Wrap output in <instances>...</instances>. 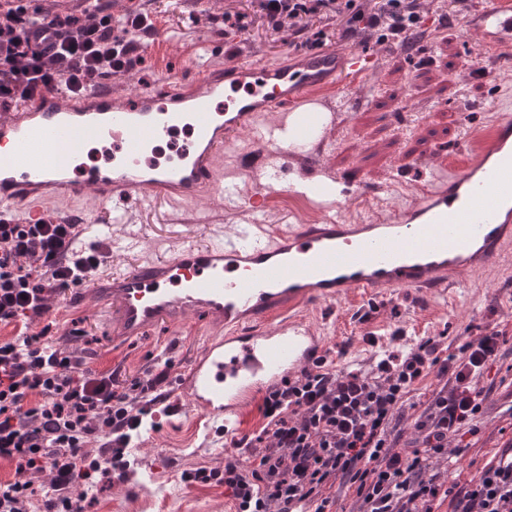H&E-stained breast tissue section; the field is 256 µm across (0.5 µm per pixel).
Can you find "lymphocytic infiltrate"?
Segmentation results:
<instances>
[{
	"instance_id": "lymphocytic-infiltrate-1",
	"label": "lymphocytic infiltrate",
	"mask_w": 512,
	"mask_h": 512,
	"mask_svg": "<svg viewBox=\"0 0 512 512\" xmlns=\"http://www.w3.org/2000/svg\"><path fill=\"white\" fill-rule=\"evenodd\" d=\"M423 0H259L273 30L295 37L306 17L332 16L345 34L397 37L420 23ZM25 0L0 6V106L66 85L84 89L103 74L130 72L136 40L152 20L143 9L115 17L106 9L51 19L61 31L51 48L33 49L28 24L38 23ZM76 227L54 221L0 223V459L13 480L0 481V512H85L94 491L134 464L130 445L160 402L174 366L153 363L120 382L90 368L77 350L34 324L49 303L84 284L96 254L71 258ZM427 338L402 355L386 354L369 371L337 369L319 358L286 387L268 390L258 435L232 438L234 454L220 469L185 472L186 480L223 485L236 512H336L335 485L352 491L359 512H512V439L465 483L433 472L435 459L463 455L460 440L478 434L486 399L484 377L501 356L498 332L467 339L442 358ZM436 374L442 387L416 418L414 438L399 421L417 384ZM247 458H240V451ZM49 474L47 485L32 479Z\"/></svg>"
}]
</instances>
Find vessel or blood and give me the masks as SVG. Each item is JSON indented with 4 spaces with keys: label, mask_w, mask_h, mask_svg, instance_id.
Listing matches in <instances>:
<instances>
[{
    "label": "vessel or blood",
    "mask_w": 512,
    "mask_h": 512,
    "mask_svg": "<svg viewBox=\"0 0 512 512\" xmlns=\"http://www.w3.org/2000/svg\"><path fill=\"white\" fill-rule=\"evenodd\" d=\"M481 46L512 54V10L487 0L469 20ZM375 56L334 45L305 54L299 65L249 61L204 66L191 84L170 86L165 99L145 90L116 94L93 86L80 93L46 90L0 113V219L24 212L26 222L53 208L78 222L74 201L100 205L162 199L175 205L229 193L237 170L223 164L224 149L241 133L258 145L247 168L300 152L323 153L336 115L330 94L344 75L370 76ZM192 141L163 168L142 162L144 151L181 125ZM94 138L120 158L108 172L72 178L64 142ZM482 144L475 160L449 167L431 147L433 179L395 219L344 223L331 180L300 175L289 190L320 207L317 224H291L266 233V186L243 205L246 224L209 243L185 242L169 258L102 274L89 294L110 313L116 336L177 326L189 313L221 328L178 373L187 409L222 424L225 438L259 392L313 366L325 356L320 336L301 311L351 294L403 288L447 295L458 276L483 270L512 252V116L465 135Z\"/></svg>",
    "instance_id": "1"
}]
</instances>
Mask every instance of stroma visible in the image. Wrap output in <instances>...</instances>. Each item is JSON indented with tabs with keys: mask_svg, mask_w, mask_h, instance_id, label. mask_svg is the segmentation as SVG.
<instances>
[{
	"mask_svg": "<svg viewBox=\"0 0 512 512\" xmlns=\"http://www.w3.org/2000/svg\"><path fill=\"white\" fill-rule=\"evenodd\" d=\"M425 8L422 28L403 42L346 39L347 47L374 53L379 68L365 80L345 78L346 90L333 102L338 113L335 148L314 159L323 170H340L351 179L392 181L388 202L395 209L408 203L427 179L424 155L430 144L446 150L449 164L463 165L472 153L459 142L460 127H485L502 109H512V70L484 54L455 0H427ZM144 9L156 26L154 37L148 50L139 51L134 70L113 78L112 88L120 93L145 88L163 94L168 76L192 81L198 68L228 63L233 46L240 49L239 59L270 63L295 62L316 46L312 40L301 45L289 42L287 34L273 31L256 0H213L200 14L185 0H144ZM228 13L243 16L244 30L225 32ZM480 67L493 73V84L472 78L471 69ZM271 165L280 185L270 193L267 226L274 230L319 222L317 208L300 204L283 190L298 176L296 161L275 159ZM197 207L218 209L222 223L217 228L228 235L245 221L240 208L217 197L198 202ZM75 210L91 215L92 235L110 240V261L116 270L170 255L188 239L206 242L217 229L182 223L179 210L165 203L141 210L82 200ZM87 292L82 286L60 297L50 318L51 334L65 344L77 342L92 368L116 372L123 380L141 376L166 348L174 350L175 365H182L217 332L202 317L190 315L176 327H154L116 341L97 309L83 312L75 304V297ZM306 318L329 336L332 349H343L336 367L345 371L367 369L378 355L407 351L429 336L443 337L445 345L453 346L459 337H475L489 328L502 332L503 357L486 376L494 385L488 412L480 433L459 459L454 478H472L512 439V402L502 388L503 382H512V256L504 259L501 270L469 273L464 286L449 289L444 300L400 289L371 298L317 303ZM166 395L154 429L134 450L136 468L127 479L100 484L97 500L87 512H234V501L223 486L182 480V473L191 469L223 468L225 452L208 439L207 421L198 412L176 411V387H167Z\"/></svg>",
	"mask_w": 512,
	"mask_h": 512,
	"instance_id": "35a3bbf8",
	"label": "stroma"
}]
</instances>
